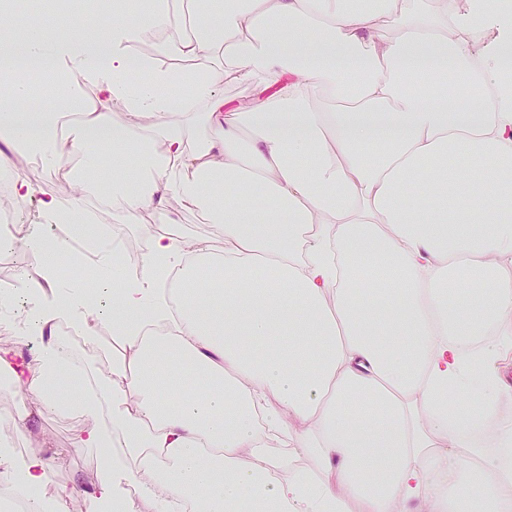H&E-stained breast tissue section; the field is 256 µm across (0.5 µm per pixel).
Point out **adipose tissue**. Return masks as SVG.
Returning a JSON list of instances; mask_svg holds the SVG:
<instances>
[{
	"instance_id": "adipose-tissue-1",
	"label": "adipose tissue",
	"mask_w": 512,
	"mask_h": 512,
	"mask_svg": "<svg viewBox=\"0 0 512 512\" xmlns=\"http://www.w3.org/2000/svg\"><path fill=\"white\" fill-rule=\"evenodd\" d=\"M169 0L128 20L22 37L0 24V139L50 172L79 155L76 193L17 178L43 224L79 228L84 196L112 175V213L204 214L224 238L153 234L137 277L114 249L92 279H62L69 240L21 241L41 254L20 275L30 301L26 373L0 357L33 415L92 418L73 439L100 456L85 512H458L471 495L501 512L512 463L476 467L512 347V0ZM155 41L152 56L135 43ZM54 83L52 109L28 78ZM268 92L225 101V79ZM89 84L91 99L68 88ZM121 108V121L112 118ZM259 187L252 207L244 189ZM177 277L180 303L161 284ZM67 319L94 344L112 328V368L75 386ZM164 323L166 336L148 335ZM304 420L294 429L293 420ZM306 455L315 468L290 470ZM48 459L0 450V481L43 512ZM444 474L446 488L429 476Z\"/></svg>"
}]
</instances>
